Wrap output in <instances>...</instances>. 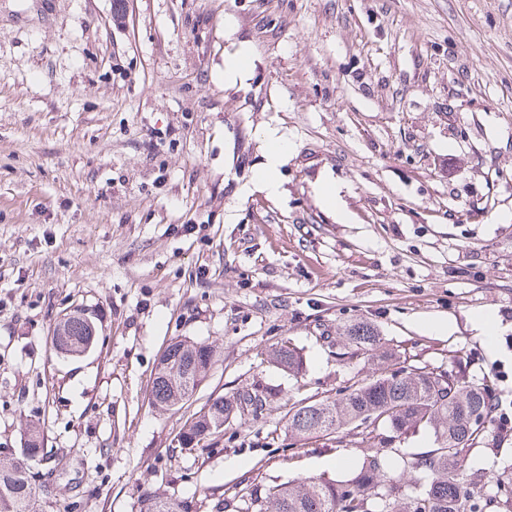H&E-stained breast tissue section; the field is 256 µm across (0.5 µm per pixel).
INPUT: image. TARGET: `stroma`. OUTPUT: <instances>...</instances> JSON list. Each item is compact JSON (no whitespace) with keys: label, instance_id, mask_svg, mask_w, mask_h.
Instances as JSON below:
<instances>
[{"label":"stroma","instance_id":"stroma-1","mask_svg":"<svg viewBox=\"0 0 512 512\" xmlns=\"http://www.w3.org/2000/svg\"><path fill=\"white\" fill-rule=\"evenodd\" d=\"M76 305L99 336L64 357ZM356 320L396 351L387 371L490 379L512 417V0H0V459L52 472L49 512H136L157 489L249 512L257 485L354 471V430L300 447L285 426L376 377L336 355ZM184 337L215 364L162 411L151 379ZM283 340L301 378L266 356ZM254 385L281 395L178 446L189 413ZM511 457L491 424L468 469ZM287 152L288 144L285 141L279 138H272V144L267 153V162L262 176V181L269 193L276 194L279 191L277 172Z\"/></svg>","mask_w":512,"mask_h":512}]
</instances>
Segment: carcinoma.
Wrapping results in <instances>:
<instances>
[{
    "instance_id": "carcinoma-1",
    "label": "carcinoma",
    "mask_w": 512,
    "mask_h": 512,
    "mask_svg": "<svg viewBox=\"0 0 512 512\" xmlns=\"http://www.w3.org/2000/svg\"><path fill=\"white\" fill-rule=\"evenodd\" d=\"M348 360L387 357L380 330L358 321L338 332ZM85 324L74 319L66 335L53 337L54 347L78 357L89 344ZM271 363L294 377L305 372L302 350L289 342L268 351ZM163 369L151 383L152 403L180 410L214 364L206 342L180 339L158 359ZM280 390L255 386L219 395L191 414L178 434L185 447L204 446L221 436L246 409L257 411L278 398ZM503 406L486 381H464L447 371L411 366L383 374L367 384H352L335 396L296 405L289 410L287 431L297 441L335 440L351 425L369 445L361 468L348 478L303 477L255 489L254 512H512V464L492 476L493 493L475 495L478 473H467V460L479 444L485 424ZM425 429L433 431L434 446L408 455L393 442ZM396 474L388 475L390 468ZM28 468L0 460V512H46ZM139 512H190V502L155 492L141 501Z\"/></svg>"
}]
</instances>
